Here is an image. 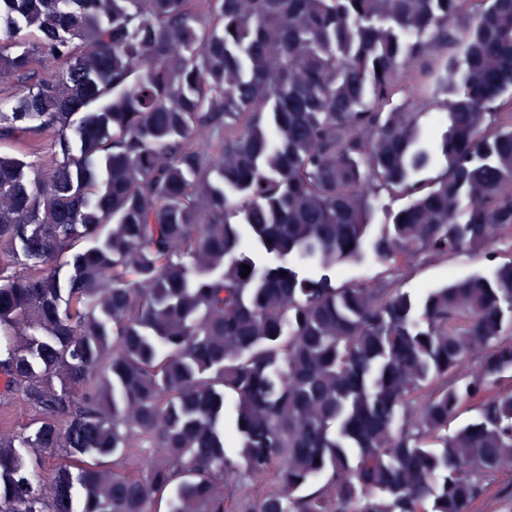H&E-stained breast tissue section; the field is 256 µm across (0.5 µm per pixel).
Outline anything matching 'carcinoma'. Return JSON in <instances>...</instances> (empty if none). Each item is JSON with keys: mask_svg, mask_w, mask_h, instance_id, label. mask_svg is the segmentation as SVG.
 I'll use <instances>...</instances> for the list:
<instances>
[{"mask_svg": "<svg viewBox=\"0 0 512 512\" xmlns=\"http://www.w3.org/2000/svg\"><path fill=\"white\" fill-rule=\"evenodd\" d=\"M16 16L0 75L59 68L0 110V138L52 135L43 177L0 156V375L38 416L0 434V512H472L512 463V0ZM385 193L411 200L372 235ZM475 250L489 271L395 285ZM370 256L386 277L336 284ZM31 448L68 462L44 481Z\"/></svg>", "mask_w": 512, "mask_h": 512, "instance_id": "cac0c4a2", "label": "carcinoma"}]
</instances>
